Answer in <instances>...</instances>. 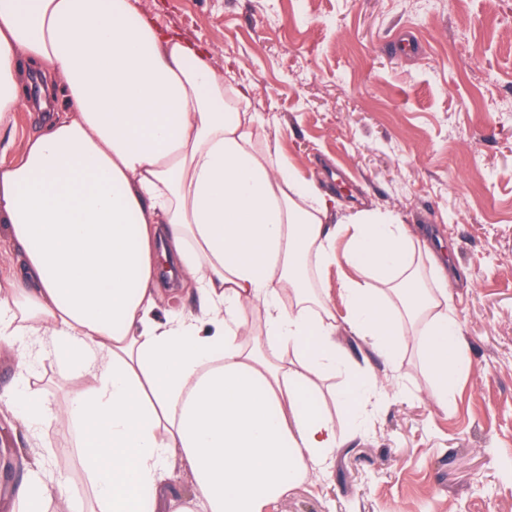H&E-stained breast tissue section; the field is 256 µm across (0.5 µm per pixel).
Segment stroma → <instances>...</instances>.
Returning a JSON list of instances; mask_svg holds the SVG:
<instances>
[{
    "mask_svg": "<svg viewBox=\"0 0 512 512\" xmlns=\"http://www.w3.org/2000/svg\"><path fill=\"white\" fill-rule=\"evenodd\" d=\"M251 87L304 176L342 198L433 228L464 274L450 307L471 357L440 407L413 349L386 364L339 336L382 386L364 433L344 426L328 475L309 473L267 512H512V0H141ZM29 380L51 406L75 383L62 360ZM43 454L96 507L78 430L0 434V484Z\"/></svg>",
    "mask_w": 512,
    "mask_h": 512,
    "instance_id": "35a3bbf8",
    "label": "stroma"
}]
</instances>
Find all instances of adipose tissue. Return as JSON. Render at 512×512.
<instances>
[{"mask_svg":"<svg viewBox=\"0 0 512 512\" xmlns=\"http://www.w3.org/2000/svg\"><path fill=\"white\" fill-rule=\"evenodd\" d=\"M35 80L65 107L36 113L38 131L0 162V240L18 253L0 278V351L22 374L39 355L63 357L77 382L61 408L28 386L0 404L33 438L78 427L101 512H266L327 471L341 434L318 379L344 375L338 400L356 427L377 389L339 342L344 328L390 363L413 345L428 396L447 406L469 364L451 265L420 225L297 173L249 86L201 47L139 0H0V149ZM164 260L196 310L159 312ZM333 266L345 270L342 317L314 286ZM175 456L192 496L166 486ZM71 496L69 477L36 458L0 488V512Z\"/></svg>","mask_w":512,"mask_h":512,"instance_id":"adipose-tissue-1","label":"adipose tissue"}]
</instances>
